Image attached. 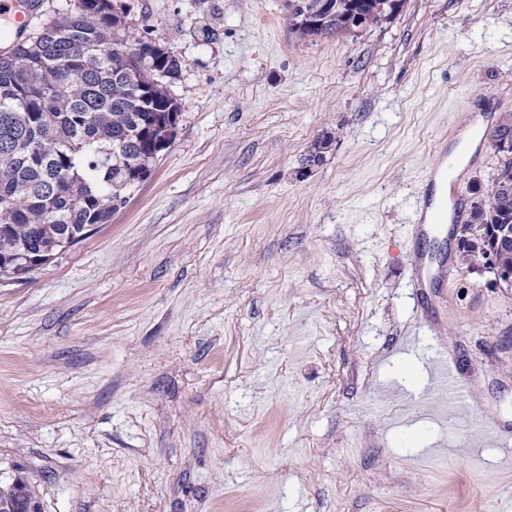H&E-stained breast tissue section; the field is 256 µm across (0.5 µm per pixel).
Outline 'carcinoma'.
Returning <instances> with one entry per match:
<instances>
[{"mask_svg": "<svg viewBox=\"0 0 512 512\" xmlns=\"http://www.w3.org/2000/svg\"><path fill=\"white\" fill-rule=\"evenodd\" d=\"M351 2L332 0L318 29L291 27L304 40L346 35ZM362 4L372 25L394 10L392 0ZM125 25L112 0H76L0 54V277L18 254L83 240L116 212L112 199L133 187L128 179L150 174L163 122L179 111L158 73L173 76L180 63L147 42L134 52ZM469 224L464 248L490 245L488 229L512 225V192L474 207ZM22 497L31 500L19 478L0 487V512Z\"/></svg>", "mask_w": 512, "mask_h": 512, "instance_id": "obj_1", "label": "carcinoma"}]
</instances>
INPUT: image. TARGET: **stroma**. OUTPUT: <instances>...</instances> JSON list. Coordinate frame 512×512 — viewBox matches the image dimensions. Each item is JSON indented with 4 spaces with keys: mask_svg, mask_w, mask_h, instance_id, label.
<instances>
[{
    "mask_svg": "<svg viewBox=\"0 0 512 512\" xmlns=\"http://www.w3.org/2000/svg\"><path fill=\"white\" fill-rule=\"evenodd\" d=\"M115 2L180 62L176 135L0 284V483L38 512H512V289L412 212L437 147L512 113V0L313 41L286 0ZM502 159L464 163V210ZM419 254L451 278L415 292ZM439 359L468 402L430 401Z\"/></svg>",
    "mask_w": 512,
    "mask_h": 512,
    "instance_id": "obj_1",
    "label": "stroma"
}]
</instances>
